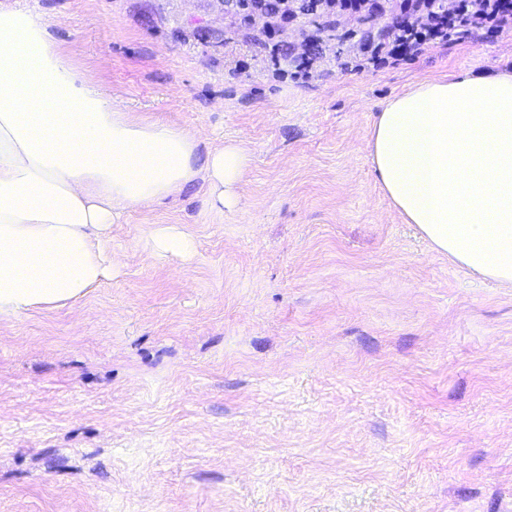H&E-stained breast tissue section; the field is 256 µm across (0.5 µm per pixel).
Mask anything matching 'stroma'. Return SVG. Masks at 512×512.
<instances>
[{
    "instance_id": "stroma-1",
    "label": "stroma",
    "mask_w": 512,
    "mask_h": 512,
    "mask_svg": "<svg viewBox=\"0 0 512 512\" xmlns=\"http://www.w3.org/2000/svg\"><path fill=\"white\" fill-rule=\"evenodd\" d=\"M127 111L251 152L113 225L112 279L0 320V512H512V284L437 253L367 149L418 78L512 70V28L360 66L221 0H16ZM317 41L310 76L284 52ZM161 224L197 244L155 261Z\"/></svg>"
}]
</instances>
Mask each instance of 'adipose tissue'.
I'll return each mask as SVG.
<instances>
[{"mask_svg":"<svg viewBox=\"0 0 512 512\" xmlns=\"http://www.w3.org/2000/svg\"><path fill=\"white\" fill-rule=\"evenodd\" d=\"M198 145L103 93L41 13L0 2V319L98 286L127 211L199 179L212 206L235 208L250 151L202 159ZM368 148L385 196L436 252L512 284V71L414 82L382 103Z\"/></svg>","mask_w":512,"mask_h":512,"instance_id":"obj_1","label":"adipose tissue"}]
</instances>
